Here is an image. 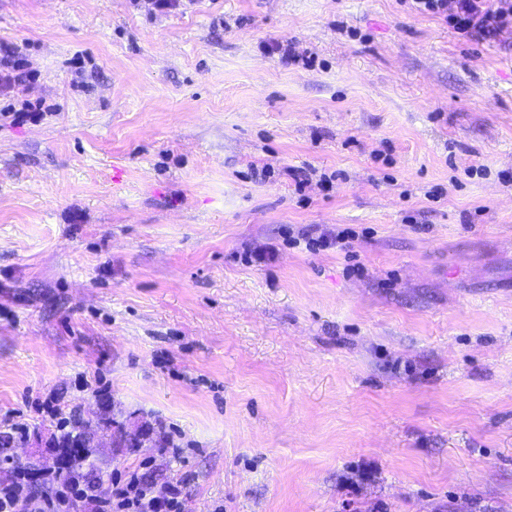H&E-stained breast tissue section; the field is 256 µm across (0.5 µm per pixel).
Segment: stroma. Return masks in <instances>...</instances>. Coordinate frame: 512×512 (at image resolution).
Instances as JSON below:
<instances>
[{"label":"stroma","instance_id":"1","mask_svg":"<svg viewBox=\"0 0 512 512\" xmlns=\"http://www.w3.org/2000/svg\"><path fill=\"white\" fill-rule=\"evenodd\" d=\"M0 43V482L57 467L51 400L113 439L102 495L142 467L186 512H512V28L0 0ZM351 234L347 230L336 229L335 232H328L320 235L318 238H312L308 240L307 247L312 251L336 249L343 250Z\"/></svg>","mask_w":512,"mask_h":512}]
</instances>
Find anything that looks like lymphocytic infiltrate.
I'll list each match as a JSON object with an SVG mask.
<instances>
[{
    "label": "lymphocytic infiltrate",
    "instance_id": "lymphocytic-infiltrate-1",
    "mask_svg": "<svg viewBox=\"0 0 512 512\" xmlns=\"http://www.w3.org/2000/svg\"><path fill=\"white\" fill-rule=\"evenodd\" d=\"M421 14L442 18L462 38H495L512 26V0H411ZM185 512L184 483L169 480L163 487L147 483L138 472L114 476L109 496L98 495L74 470L69 452H62L56 470L16 468L0 482V512Z\"/></svg>",
    "mask_w": 512,
    "mask_h": 512
}]
</instances>
